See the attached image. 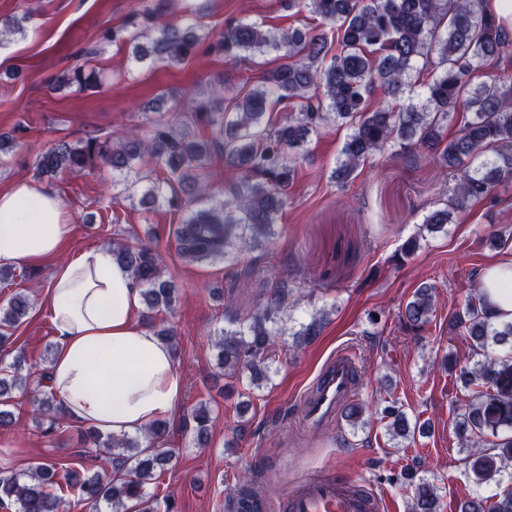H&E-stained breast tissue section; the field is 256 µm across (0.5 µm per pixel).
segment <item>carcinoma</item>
<instances>
[{
	"label": "carcinoma",
	"instance_id": "obj_1",
	"mask_svg": "<svg viewBox=\"0 0 512 512\" xmlns=\"http://www.w3.org/2000/svg\"><path fill=\"white\" fill-rule=\"evenodd\" d=\"M483 0H288V9L307 7L317 23L286 33L258 22L231 20L224 32L209 39L191 22H163L170 0L139 13L140 22L110 27L104 44L134 42L135 52L153 54L168 65H179L201 45L236 57L241 52L280 53V63L262 83L248 90L222 80L215 96L191 103L178 116L184 130L168 121L153 123L144 137H131L114 145L110 139L89 137L62 143L39 153L37 171L54 177L82 171L102 163L125 174L123 190L143 180L144 196L152 203L180 208L183 198L196 203L173 232L175 250L188 264L211 263L246 251L276 235L277 215L288 196L297 163L305 157L311 135L331 121L348 126L341 156L331 178L343 186L377 155L392 148L404 155L420 153L438 159L448 173H459L453 194L444 207L430 211L423 230L439 232L454 212L471 202H495L497 188L512 181V74L487 71L512 56V31L496 22L482 7ZM440 74L427 83L412 82V73L429 66ZM62 87L86 91L97 87L79 66L62 72ZM421 89L427 107L395 108L371 104L379 91L396 96L405 89ZM287 116L272 124L265 120L274 106ZM459 111L467 114L453 136H445V123ZM205 123L207 139L189 135L185 128ZM491 152L474 169L466 161ZM148 158L158 174L143 175L132 162ZM222 157L239 171L224 185V199L211 201L207 168ZM112 254L142 288L149 318L154 312L173 310L178 289L164 275L162 260L150 242L112 240ZM294 288L283 280L269 303L246 324L228 326L217 334V366L224 377L260 386L268 380L272 351L285 334L279 314L294 303ZM431 288L422 285L401 310L400 321L412 332L423 330L433 315ZM29 313V302L17 292L0 306V345L7 342ZM327 312L319 310L293 333L295 343L306 346L321 334ZM457 326L470 341L475 361L453 359L450 372L462 384L461 413L455 429L467 449L464 464L474 483L494 478L502 490L490 496L477 492L460 505V512H512V322L492 320L485 293L479 291L456 315ZM46 374L30 387L29 377L0 369V404L14 390L32 391L39 410L51 414L45 433L55 432L60 406L52 390H45ZM382 417L393 439L410 440L423 432L393 401ZM198 442L208 438L212 412L200 404L192 412ZM167 425L159 422L140 439L102 440L87 432L77 442L76 457L85 462L104 450L110 471L77 478V470L39 462L25 473L0 479V506L15 512H71L90 504L108 512L160 510L158 498L146 492L157 468L169 463L174 449L160 446ZM400 482L412 493L411 512H438L434 484L411 469Z\"/></svg>",
	"mask_w": 512,
	"mask_h": 512
}]
</instances>
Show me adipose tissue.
<instances>
[{
    "label": "adipose tissue",
    "instance_id": "ef3b65f1",
    "mask_svg": "<svg viewBox=\"0 0 512 512\" xmlns=\"http://www.w3.org/2000/svg\"><path fill=\"white\" fill-rule=\"evenodd\" d=\"M70 224L50 188L25 180L0 191V265L30 268L61 249ZM498 322H512V259L482 279ZM57 341L51 385L63 419L107 437L150 430L182 401L185 380L169 345L138 319L141 290L107 246L58 265L42 295Z\"/></svg>",
    "mask_w": 512,
    "mask_h": 512
}]
</instances>
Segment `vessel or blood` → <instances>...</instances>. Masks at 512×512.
Instances as JSON below:
<instances>
[{"mask_svg":"<svg viewBox=\"0 0 512 512\" xmlns=\"http://www.w3.org/2000/svg\"><path fill=\"white\" fill-rule=\"evenodd\" d=\"M358 388L355 356L337 351L303 401L306 424L321 430L333 423ZM261 508L263 512H383L385 504L376 491L358 481L326 475L305 480L280 500L262 502Z\"/></svg>","mask_w":512,"mask_h":512,"instance_id":"obj_1","label":"vessel or blood"}]
</instances>
